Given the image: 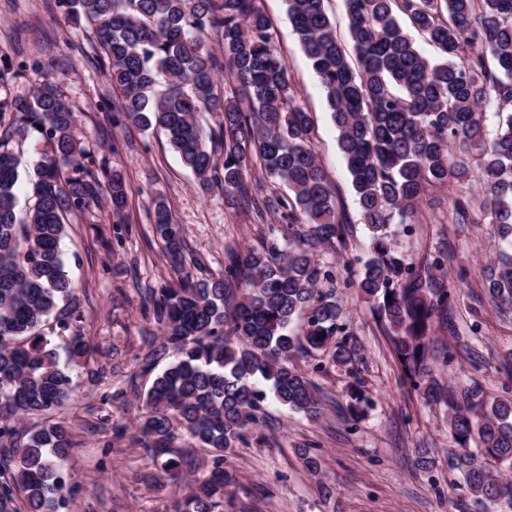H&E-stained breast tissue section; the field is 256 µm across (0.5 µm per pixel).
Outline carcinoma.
Masks as SVG:
<instances>
[{
	"label": "carcinoma",
	"mask_w": 512,
	"mask_h": 512,
	"mask_svg": "<svg viewBox=\"0 0 512 512\" xmlns=\"http://www.w3.org/2000/svg\"><path fill=\"white\" fill-rule=\"evenodd\" d=\"M298 43L326 94L338 142L351 176L362 223L371 234L372 257L355 287L377 303L380 323L409 386L443 406L457 444L449 469L465 488L462 512L512 509V397L497 398L470 380L450 386L437 372L460 353L476 365L479 352L457 334L456 290L436 276L448 263L438 250L410 260L394 252L392 224H412L421 201L437 185L453 186L476 159L483 204L460 193L448 201L451 224H486L504 243L485 265L490 304L512 318V0H343L352 50L338 36L325 0H286ZM69 17L91 26L98 63L119 100L127 125L165 133L207 190L251 208L259 219L280 214L279 237L262 248L231 251L224 277L196 280L184 273L182 232L162 201L153 224L178 286L161 288L146 308L174 361L159 372L143 398L138 426L164 478L176 479L189 451L173 447L178 422L209 452L205 473L190 480L175 512H226L235 481L227 454L258 425L264 403L321 413L311 381L288 364L303 343L320 350L335 343L333 362L353 365L355 344L346 338L336 293L317 285L333 279L318 255L346 239L347 219L336 188L314 149L310 112L295 96L285 59L272 42V21L257 0H57ZM437 49L430 59L415 47L398 15ZM221 35L220 50L205 33ZM33 93L0 100L15 119L0 127V447L13 465L0 467V512H57L65 501L60 459L74 442L63 418L33 431L15 447V423L60 413L77 399L68 363L88 360L73 287L65 274L61 240L68 216L127 199L123 176L104 168L78 137L74 110L39 62L30 66ZM496 104L498 126L486 140V107ZM202 112L220 115L206 130ZM37 135L42 143L29 179L33 207L17 211L20 161L10 147ZM222 142L217 163L207 141ZM258 160L286 195L261 199L247 180ZM304 336L289 334L297 317ZM446 331L455 346H438ZM341 335L343 339L335 341ZM66 340L67 361L55 339ZM347 413L357 420L368 403L358 385ZM304 467L321 471L310 447L297 448Z\"/></svg>",
	"instance_id": "1"
}]
</instances>
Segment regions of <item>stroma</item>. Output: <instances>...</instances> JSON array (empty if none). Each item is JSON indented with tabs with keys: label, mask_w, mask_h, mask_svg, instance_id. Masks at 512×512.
Here are the masks:
<instances>
[{
	"label": "stroma",
	"mask_w": 512,
	"mask_h": 512,
	"mask_svg": "<svg viewBox=\"0 0 512 512\" xmlns=\"http://www.w3.org/2000/svg\"><path fill=\"white\" fill-rule=\"evenodd\" d=\"M271 18L274 43L284 55L295 94L314 121L317 156L335 184L349 231L335 253L333 281L343 319L361 358L355 367L334 365L329 354L295 355L292 364L320 389L318 418L271 402L265 420L249 430L227 458L235 476L230 512H459L461 487L448 468L455 444L443 409L401 382L400 368L372 304L353 286L371 256L370 234L360 219L337 132L322 87L298 45L285 0H258ZM41 62L74 111L86 149L129 185L121 213L94 207L69 218L63 239L65 270L75 287L83 334L94 348L89 362L73 367L77 402L64 414L77 441L62 462L73 491L64 512H172L183 485L165 482L141 444L136 416L152 378L140 364L158 330L144 308L148 289L175 285L153 224L155 200H163L179 224L186 269L195 278L224 273L228 249L259 246L277 216L253 211L204 191L198 178L169 148L162 133L111 127L105 110L112 85L97 63L93 32L63 14L56 0H0V57ZM394 250L422 257L448 249L447 283L462 288L455 312L461 335L471 336L483 363L476 379L494 396L512 388V322L498 316L484 294L479 270L498 248L482 224H448L420 209L414 224L390 227ZM469 276L459 280L460 268ZM360 385L371 404L364 417L346 415L348 390ZM313 445L322 459L319 475L302 465L297 447ZM332 483L335 497L319 492Z\"/></svg>",
	"instance_id": "35a3bbf8"
}]
</instances>
